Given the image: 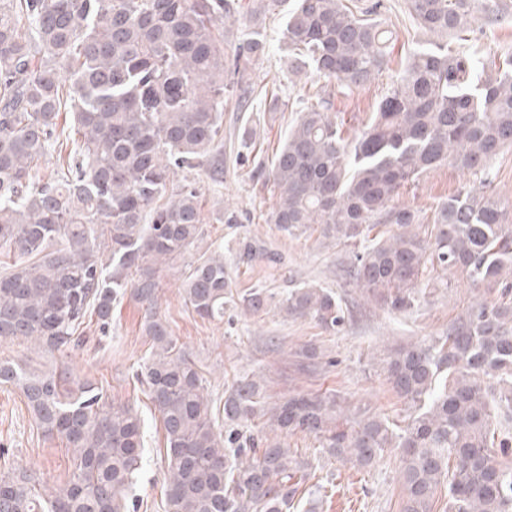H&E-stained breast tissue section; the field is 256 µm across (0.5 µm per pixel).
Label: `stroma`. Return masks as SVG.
<instances>
[{"instance_id": "obj_1", "label": "stroma", "mask_w": 512, "mask_h": 512, "mask_svg": "<svg viewBox=\"0 0 512 512\" xmlns=\"http://www.w3.org/2000/svg\"><path fill=\"white\" fill-rule=\"evenodd\" d=\"M501 2L505 10L498 21L480 22L468 40L460 42L452 37L449 45L467 52L512 49V0ZM383 3L385 22L397 35L389 72L369 86L336 99L337 112L356 124L373 112L388 89L392 73L421 45L419 30L405 9V0ZM262 104V99L253 100L247 112L241 111L235 98L224 105L223 183L212 184L199 171L184 175L185 180L198 184L206 209L235 210L239 221L207 225L203 241L162 272L160 311L168 319L179 345L196 363L205 391L214 401L223 400L233 376L259 371L275 401L294 392L337 389L351 403L366 404L377 412L402 417L404 405L390 391L375 363L376 356L385 346L441 333L483 291L454 274L450 277L451 287L436 289L418 311L393 313L362 298L349 286L347 271L353 255L347 247L323 240L313 230L289 236L275 225L265 223L263 216L272 206L273 198L266 186L249 178L250 163L237 157V134L251 120L253 110ZM465 184L493 192L512 220V148L503 150L493 160L486 181L445 165L424 174L419 186L403 192L398 203L429 215L438 203ZM244 237L259 239L269 250L281 254L282 266L270 269L261 262L250 268L237 265L232 246L236 239ZM213 250L223 252L236 288L261 285L280 296L299 283L313 281L339 295L353 315L336 333L308 319L283 316L275 307L261 316L246 315L229 307L223 321L201 319L185 304L182 288L191 263L199 254ZM83 334V348L72 353L67 363L77 376L102 387L106 401L136 408L144 421L143 463L134 489L137 512H162L165 433L145 386L135 378L150 348L141 329L139 309L129 298L118 299L112 309L109 335H102L92 319L85 321ZM306 343L316 344L335 357V366L312 376L296 372L292 353ZM285 443L311 462L321 486L316 505L301 502L300 512H400L402 492L396 453H388L374 467L361 470L324 456L312 437L290 435ZM1 452L36 470L41 480L50 484L65 480L71 471V454L65 442L42 432L23 394L12 386H0Z\"/></svg>"}]
</instances>
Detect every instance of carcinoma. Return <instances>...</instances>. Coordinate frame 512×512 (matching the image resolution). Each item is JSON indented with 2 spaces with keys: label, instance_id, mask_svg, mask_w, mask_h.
I'll use <instances>...</instances> for the list:
<instances>
[{
  "label": "carcinoma",
  "instance_id": "cac0c4a2",
  "mask_svg": "<svg viewBox=\"0 0 512 512\" xmlns=\"http://www.w3.org/2000/svg\"><path fill=\"white\" fill-rule=\"evenodd\" d=\"M406 2L427 39L354 128L335 100L389 70L382 4L296 0L283 12V79L310 73L326 85L307 93L271 165L251 169L273 188L266 223L290 236L316 224L322 238L353 246L350 285L388 310L413 311L448 271L496 292L440 334L385 348L379 366L406 405L394 420L333 389L272 403L260 372L237 377L216 410L159 311L162 269L203 238L204 225L239 223L234 212L205 215L198 188L174 176L223 180L224 92L256 91L273 112L287 106L277 85L252 82L268 54L257 25L287 0H0V249L16 256L0 272V341L21 340L50 362L32 369L25 354L0 358V385L23 393L72 461L67 480L39 492L35 471L3 458L0 512H135L140 416L56 360L80 347L86 315L110 327L125 295L150 339L136 379L165 431V512H297L301 496L318 491L312 466L255 435L258 422L311 436L359 469L396 451L401 512H433L445 484L444 512H512V224L493 193L465 186L428 223L396 204L431 169L483 175L512 147V51L448 47L476 20L498 19L497 0ZM63 112L71 118L61 128ZM380 224L393 229L373 233ZM237 260L273 267L281 257L247 240ZM183 298L200 318L221 321L225 304L255 315L271 295L234 289L224 254L211 252L195 261ZM278 308L327 330L345 324L340 299L314 283L288 291ZM293 357L304 373L335 366L315 344Z\"/></svg>",
  "mask_w": 512,
  "mask_h": 512
}]
</instances>
